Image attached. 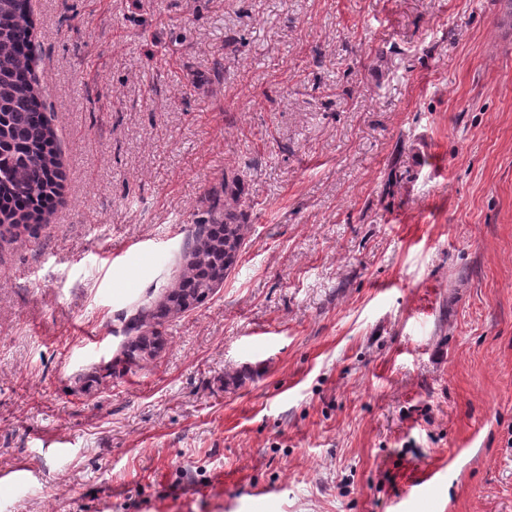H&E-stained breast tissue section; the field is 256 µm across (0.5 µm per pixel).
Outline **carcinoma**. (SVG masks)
Here are the masks:
<instances>
[{
    "label": "carcinoma",
    "mask_w": 512,
    "mask_h": 512,
    "mask_svg": "<svg viewBox=\"0 0 512 512\" xmlns=\"http://www.w3.org/2000/svg\"><path fill=\"white\" fill-rule=\"evenodd\" d=\"M34 22L30 0H0V245L34 237L48 223L63 172L56 133L41 101L45 92L31 69ZM238 181H224V208L209 204L182 252V273L161 301L150 302L126 326L115 363L137 366L143 346H163L157 327L188 299L203 303L233 267L248 225L237 220Z\"/></svg>",
    "instance_id": "carcinoma-1"
}]
</instances>
